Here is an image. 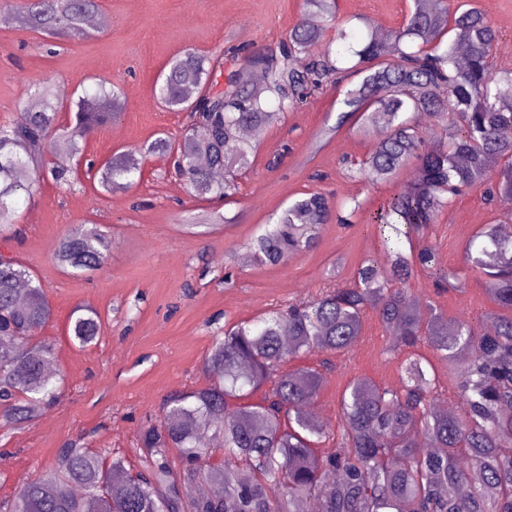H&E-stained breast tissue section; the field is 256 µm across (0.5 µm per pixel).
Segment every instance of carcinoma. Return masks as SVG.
<instances>
[{
  "mask_svg": "<svg viewBox=\"0 0 512 512\" xmlns=\"http://www.w3.org/2000/svg\"><path fill=\"white\" fill-rule=\"evenodd\" d=\"M23 27L46 38L87 40L86 19L101 0H6ZM302 20L288 43L248 67L232 71L223 91L214 87L224 55L185 49L155 81L165 107L188 113L184 146L159 137L149 149L176 154L174 167L195 196L221 200L235 190V173L251 165L255 145L247 128L275 124L326 82L347 86L342 114L380 138L350 172L387 183L408 166L403 192L375 215L378 255L343 285L320 296L224 328L204 360L207 386L170 395L163 417L141 428L144 466L134 469L110 448L70 445L57 466L38 472L3 508L5 512H512V232L484 224L466 244L465 262L484 280L508 314L475 325L448 317L407 288L423 271L438 289L463 282L442 266L432 246H416L438 215L465 191L490 186L512 200V71L497 72L492 55L498 32L476 7L451 9L448 0H414L404 24L383 35L336 29L335 50L322 48L324 23L336 0H302ZM261 72L264 85L252 82ZM31 104L0 126V233L51 179L73 185V168L50 157L62 139L78 157L95 128L116 120L120 90L104 80L62 111L53 79L34 85ZM66 118H61V113ZM141 172L126 155L87 165L105 193L124 191ZM360 206L333 212L328 194L295 199L277 221L250 241L261 263L280 265L315 245L321 225L351 223ZM111 239L98 226L77 225L61 239L56 262L76 272L100 269ZM372 312L388 351L404 354L401 380L380 385L353 378L339 403L336 435L305 410L319 393L330 361L288 369L293 359L346 355L364 335ZM52 318L42 282L13 257L0 255V426L40 417L60 398L56 374L46 366L54 344L39 335ZM100 316L76 310L67 335L81 347L102 335ZM431 350L460 377V410H433ZM261 394L258 403L246 399ZM333 439L334 446L321 448ZM176 452L181 470L172 467ZM224 494L201 495L200 483Z\"/></svg>",
  "mask_w": 512,
  "mask_h": 512,
  "instance_id": "cac0c4a2",
  "label": "carcinoma"
}]
</instances>
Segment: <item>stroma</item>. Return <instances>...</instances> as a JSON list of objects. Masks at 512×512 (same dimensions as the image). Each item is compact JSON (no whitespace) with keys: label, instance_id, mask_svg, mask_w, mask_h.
Here are the masks:
<instances>
[{"label":"stroma","instance_id":"stroma-1","mask_svg":"<svg viewBox=\"0 0 512 512\" xmlns=\"http://www.w3.org/2000/svg\"><path fill=\"white\" fill-rule=\"evenodd\" d=\"M463 3L482 9L499 31L495 69H512V0H450L454 7ZM412 7L413 0H336L335 22L361 37L384 33L402 26ZM101 14L109 24L94 39H61L53 47L18 20L0 27V124L16 117L29 86L45 77L67 94L107 79L121 88L123 108L109 127L86 136L84 153L97 160L129 153L141 165L140 178L125 192H101L81 173L71 190L44 182L21 211L16 234L0 238V254L27 266L47 292L53 316L42 335L54 343V367L65 377L55 407L21 427L0 428V501L53 466L70 442L112 448L138 464L140 427L159 419L171 393L208 385L204 359L225 324L318 296L332 263L341 265L335 281H349L379 248L377 208L408 180L403 174L372 185L350 176L348 161L364 157L374 138L359 132L355 119H341L343 90L330 83L262 129L232 199L194 196L170 154L148 149L160 135L180 138L185 122L154 94L160 70L188 48L227 52L225 70L243 68L248 54L278 50L288 40L303 18L300 0H102ZM315 190L331 193L337 205L357 198L351 223L323 225L316 246L286 263L250 257L247 244L261 227ZM188 210H216L227 223L193 234L180 222ZM510 212L505 202L488 203L479 187L457 198L422 242L439 251L463 287L438 295L432 279L421 276L411 281L412 293L451 317L478 322L497 313L484 282L464 263L463 248L480 225ZM80 224L98 225L112 240L103 269L87 275L55 261L60 238ZM78 308L99 314L97 344L81 348L70 341L67 325ZM388 345L375 315H367L363 339L335 358L315 399L326 431L335 432L339 396L354 376L398 384L402 358L388 353Z\"/></svg>","mask_w":512,"mask_h":512}]
</instances>
